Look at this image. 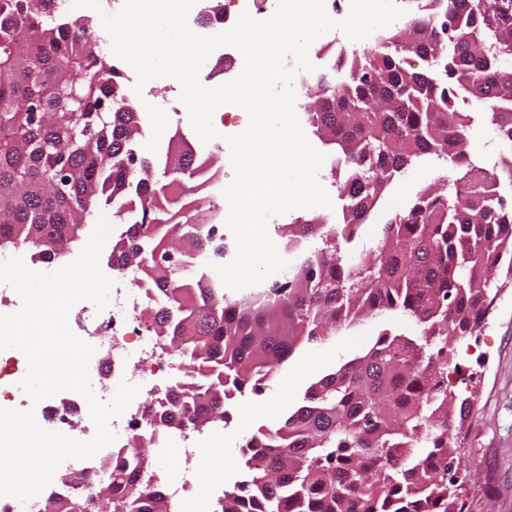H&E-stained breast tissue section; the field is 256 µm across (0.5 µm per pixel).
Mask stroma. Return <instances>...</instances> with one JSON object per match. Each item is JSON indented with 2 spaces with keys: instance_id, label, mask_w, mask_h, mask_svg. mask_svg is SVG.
<instances>
[{
  "instance_id": "obj_1",
  "label": "stroma",
  "mask_w": 512,
  "mask_h": 512,
  "mask_svg": "<svg viewBox=\"0 0 512 512\" xmlns=\"http://www.w3.org/2000/svg\"><path fill=\"white\" fill-rule=\"evenodd\" d=\"M458 106L475 117L467 133L469 151L493 164L500 145L484 119L483 104L468 99ZM437 180L438 170L431 163L409 167L384 193L355 240L341 244V257L373 246L383 224L404 209L420 187ZM384 327V322L371 320L332 334L325 342L303 344L261 395L237 398L229 409L223 450L197 451L198 492H207L217 481L224 459L238 458L246 437L258 427L275 426L300 403L309 380L364 352ZM455 360L464 377L461 389L471 396L469 416L457 440L466 464L457 478L466 508L468 512H512V286L498 292L481 331L457 343Z\"/></svg>"
}]
</instances>
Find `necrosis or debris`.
Returning <instances> with one entry per match:
<instances>
[{
    "mask_svg": "<svg viewBox=\"0 0 512 512\" xmlns=\"http://www.w3.org/2000/svg\"><path fill=\"white\" fill-rule=\"evenodd\" d=\"M114 285L110 303L97 310L87 300L76 303L70 315L89 321L97 335L92 345L95 352L89 363L90 386L96 398L111 402L120 382L140 388H158L160 383L178 378L181 361L161 349L150 329L139 319L142 304L163 305L162 296L143 284L135 271L113 269ZM28 371L25 355L16 349L0 350V408L33 410L42 427L70 438L87 441L94 437L96 427L91 421L87 400L79 393L66 391L64 397L32 402L20 383ZM159 458L179 454L193 460L197 449L219 448L224 444V428L212 425L175 436L166 430L152 431ZM166 490L177 505V512H215V505L224 491L223 482H216L207 494L194 487L190 474L167 478Z\"/></svg>",
    "mask_w": 512,
    "mask_h": 512,
    "instance_id": "necrosis-or-debris-1",
    "label": "necrosis or debris"
}]
</instances>
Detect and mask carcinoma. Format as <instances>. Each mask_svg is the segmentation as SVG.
Segmentation results:
<instances>
[{
  "label": "carcinoma",
  "mask_w": 512,
  "mask_h": 512,
  "mask_svg": "<svg viewBox=\"0 0 512 512\" xmlns=\"http://www.w3.org/2000/svg\"><path fill=\"white\" fill-rule=\"evenodd\" d=\"M59 8L57 0H0V248L24 247L50 263L52 246L33 240H79L93 206L137 215L109 260L123 268L137 256L145 282L165 298L156 334L190 365L150 410L167 430L228 421L229 403L261 394L304 341L406 317L419 333L382 330L365 353L313 379L275 428L245 440L244 480L224 489L217 512H467L453 444L470 400L449 388L448 370L458 369L455 344L486 324L497 272L512 282V81L503 77L512 0H431L429 20L410 13L413 40L390 31L369 55L339 59L347 81H318L306 116L347 167L342 219L272 295L233 302L208 273L186 274L192 259L224 253L210 225L168 195L173 182L190 192L201 162L188 146L137 152L141 119L120 72L83 38L82 19L58 18ZM410 56L428 68L409 70ZM459 92L485 103L508 149L496 171L466 155L472 117L455 108ZM423 157L446 172L441 187L421 190L375 247L342 260L337 236L352 241L388 186ZM324 223L302 218L283 238L315 236ZM119 459L98 492L114 512H154L166 498L160 489L129 490L149 456L121 448ZM50 500L58 512L87 504L80 493Z\"/></svg>",
  "instance_id": "obj_1"
}]
</instances>
